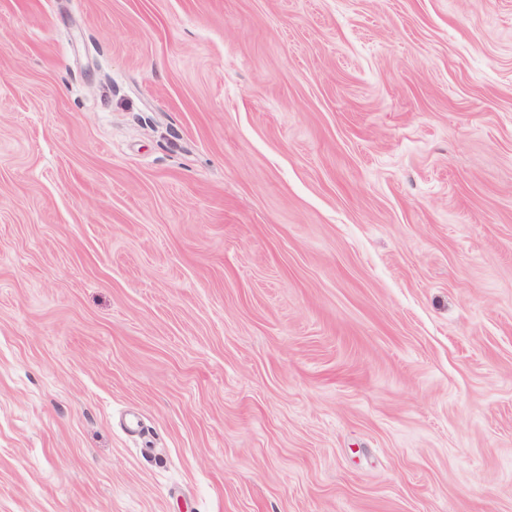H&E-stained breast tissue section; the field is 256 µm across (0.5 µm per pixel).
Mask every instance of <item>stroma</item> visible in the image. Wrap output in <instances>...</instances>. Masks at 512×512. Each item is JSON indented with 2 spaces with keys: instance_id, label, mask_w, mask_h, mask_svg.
<instances>
[{
  "instance_id": "1",
  "label": "stroma",
  "mask_w": 512,
  "mask_h": 512,
  "mask_svg": "<svg viewBox=\"0 0 512 512\" xmlns=\"http://www.w3.org/2000/svg\"><path fill=\"white\" fill-rule=\"evenodd\" d=\"M0 512H512V0H0Z\"/></svg>"
}]
</instances>
